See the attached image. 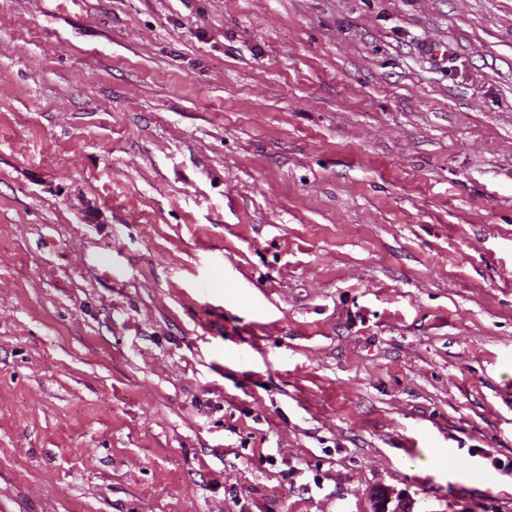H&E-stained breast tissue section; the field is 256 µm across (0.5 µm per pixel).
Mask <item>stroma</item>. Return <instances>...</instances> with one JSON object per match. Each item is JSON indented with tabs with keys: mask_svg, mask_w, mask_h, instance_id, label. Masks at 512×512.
<instances>
[{
	"mask_svg": "<svg viewBox=\"0 0 512 512\" xmlns=\"http://www.w3.org/2000/svg\"><path fill=\"white\" fill-rule=\"evenodd\" d=\"M512 512V0H0V512Z\"/></svg>",
	"mask_w": 512,
	"mask_h": 512,
	"instance_id": "35a3bbf8",
	"label": "stroma"
}]
</instances>
